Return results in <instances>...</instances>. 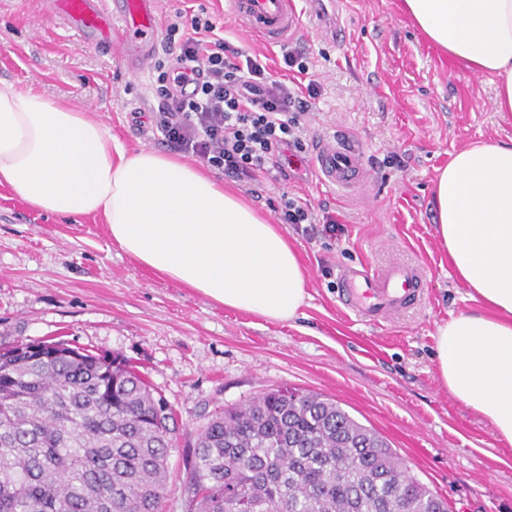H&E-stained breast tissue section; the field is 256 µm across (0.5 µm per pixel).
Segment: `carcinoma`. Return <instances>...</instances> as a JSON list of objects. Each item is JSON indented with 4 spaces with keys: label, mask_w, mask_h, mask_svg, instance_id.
Here are the masks:
<instances>
[{
    "label": "carcinoma",
    "mask_w": 512,
    "mask_h": 512,
    "mask_svg": "<svg viewBox=\"0 0 512 512\" xmlns=\"http://www.w3.org/2000/svg\"><path fill=\"white\" fill-rule=\"evenodd\" d=\"M117 356L0 352V512H163L172 414ZM186 512H448L336 400L276 389L201 433Z\"/></svg>",
    "instance_id": "carcinoma-1"
}]
</instances>
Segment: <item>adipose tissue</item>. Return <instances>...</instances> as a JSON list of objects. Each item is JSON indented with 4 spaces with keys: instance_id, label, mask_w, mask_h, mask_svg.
<instances>
[{
    "instance_id": "1",
    "label": "adipose tissue",
    "mask_w": 512,
    "mask_h": 512,
    "mask_svg": "<svg viewBox=\"0 0 512 512\" xmlns=\"http://www.w3.org/2000/svg\"><path fill=\"white\" fill-rule=\"evenodd\" d=\"M425 37L464 69L491 76L512 112V0H400ZM51 216H97L137 262L224 307L297 317L307 278L278 225L198 162L126 150L93 112L0 80V186ZM435 233L476 302L434 336L455 399L512 446V141L457 152L434 187Z\"/></svg>"
}]
</instances>
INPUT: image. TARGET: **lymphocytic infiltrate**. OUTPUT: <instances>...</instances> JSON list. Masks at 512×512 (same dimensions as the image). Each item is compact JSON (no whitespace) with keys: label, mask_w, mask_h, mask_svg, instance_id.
<instances>
[{"label":"lymphocytic infiltrate","mask_w":512,"mask_h":512,"mask_svg":"<svg viewBox=\"0 0 512 512\" xmlns=\"http://www.w3.org/2000/svg\"><path fill=\"white\" fill-rule=\"evenodd\" d=\"M213 30L210 19L197 15L168 25L166 37L178 39L179 52L158 75L163 95L154 122L168 146L236 181L285 176L283 159L304 149L317 82L288 86L266 62L241 57Z\"/></svg>","instance_id":"lymphocytic-infiltrate-1"}]
</instances>
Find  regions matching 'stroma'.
<instances>
[{
    "label": "stroma",
    "instance_id": "stroma-1",
    "mask_svg": "<svg viewBox=\"0 0 512 512\" xmlns=\"http://www.w3.org/2000/svg\"><path fill=\"white\" fill-rule=\"evenodd\" d=\"M398 4L341 0L340 39L308 26L295 40L321 92L289 179L264 182L253 204L272 213L288 191L336 225L284 227L308 275L294 320L224 308L139 265L101 219L46 215L0 187V345L60 340L135 366L177 420L164 512H184L194 451L212 417L281 387L336 400L383 435L449 512H512V446L438 377L437 328L474 304L435 236L432 200L438 170L456 152L512 139V112L496 111L489 76L430 44ZM184 9L209 17L243 54L281 68L280 47L237 29L224 0H158L159 29ZM157 76L152 67L129 73L111 47L86 45L41 0H0V79L98 113L127 150L167 148L151 121ZM334 133L362 147L372 180L361 191L325 186L312 173L317 138ZM395 260L421 269L420 301L378 324L348 314L337 298L339 271Z\"/></svg>",
    "mask_w": 512,
    "mask_h": 512
}]
</instances>
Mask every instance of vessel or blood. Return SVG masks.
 <instances>
[{"instance_id":"b4317fda","label":"vessel or blood","mask_w":512,"mask_h":512,"mask_svg":"<svg viewBox=\"0 0 512 512\" xmlns=\"http://www.w3.org/2000/svg\"><path fill=\"white\" fill-rule=\"evenodd\" d=\"M45 6L53 20L76 31L88 44L119 43L129 71L144 69L158 51L156 0H45ZM224 12L236 27L269 44L297 37L308 21L332 36L342 32L335 20V0H309L304 10L298 0H225ZM311 167L321 181L347 190L371 180L358 145L336 136L316 141ZM422 294L421 273L400 263L380 270L348 267L338 278L340 303L367 323L391 319Z\"/></svg>"}]
</instances>
